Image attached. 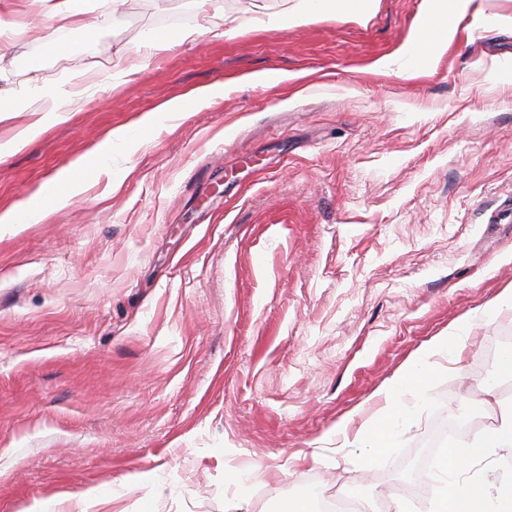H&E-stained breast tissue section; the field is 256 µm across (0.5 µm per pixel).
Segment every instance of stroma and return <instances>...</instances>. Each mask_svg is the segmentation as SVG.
Listing matches in <instances>:
<instances>
[{"mask_svg":"<svg viewBox=\"0 0 512 512\" xmlns=\"http://www.w3.org/2000/svg\"><path fill=\"white\" fill-rule=\"evenodd\" d=\"M85 2L90 46L44 40L47 0H0V143L44 125L0 158V213L87 161L76 202L0 228V512H277L311 488L424 512L432 482L409 483L405 455L438 414L470 408L469 443L500 422L482 368L512 332V0H474L437 69L403 75L376 63L423 0L279 29L258 17L298 0ZM151 32L168 43L144 48ZM260 70L288 80L243 82ZM76 74L44 124L46 91ZM215 84L228 94L192 101ZM121 127L131 145L97 172ZM471 314L459 371L429 377L398 448L360 463L337 424L356 432ZM131 142V137L125 129L113 131L109 137L99 144L94 150V156L98 162V171L109 172L111 170L112 150L124 148Z\"/></svg>","mask_w":512,"mask_h":512,"instance_id":"35a3bbf8","label":"stroma"}]
</instances>
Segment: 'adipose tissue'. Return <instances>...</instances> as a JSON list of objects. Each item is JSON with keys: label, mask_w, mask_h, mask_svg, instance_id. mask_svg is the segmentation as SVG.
I'll return each instance as SVG.
<instances>
[{"label": "adipose tissue", "mask_w": 512, "mask_h": 512, "mask_svg": "<svg viewBox=\"0 0 512 512\" xmlns=\"http://www.w3.org/2000/svg\"><path fill=\"white\" fill-rule=\"evenodd\" d=\"M470 0H425V8L411 40L399 56L382 60L380 69L393 71L400 61L423 59L429 68H436L441 55L454 34L449 22L464 15ZM319 6L326 14L340 8L358 13L369 11L371 0H300L295 12L288 16L269 14L260 23L267 28L284 25L294 26L307 18L312 6ZM473 325L472 318L465 317L449 327L447 335L434 337L426 343L407 368L383 390V406L364 420L356 432L355 447L367 448L375 454H383L392 447L394 440L413 426L416 420L417 394L424 379L437 367L440 358H455L462 351ZM482 454L492 458L495 465L505 468L507 480L495 491L479 497L474 512H512V408L503 410L500 423L484 432L476 443Z\"/></svg>", "instance_id": "ef3b65f1"}]
</instances>
